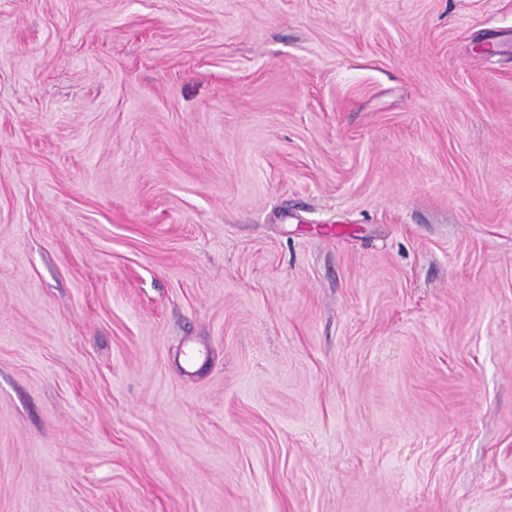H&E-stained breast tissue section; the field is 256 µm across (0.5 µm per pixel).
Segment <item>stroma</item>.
I'll return each mask as SVG.
<instances>
[{
    "label": "stroma",
    "mask_w": 512,
    "mask_h": 512,
    "mask_svg": "<svg viewBox=\"0 0 512 512\" xmlns=\"http://www.w3.org/2000/svg\"><path fill=\"white\" fill-rule=\"evenodd\" d=\"M0 512H512V0H0Z\"/></svg>",
    "instance_id": "35a3bbf8"
}]
</instances>
